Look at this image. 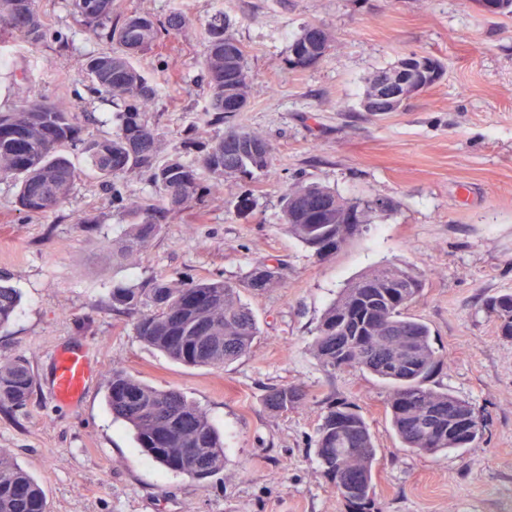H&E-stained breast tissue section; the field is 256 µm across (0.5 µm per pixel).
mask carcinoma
I'll list each match as a JSON object with an SVG mask.
<instances>
[{"instance_id":"carcinoma-1","label":"carcinoma","mask_w":512,"mask_h":512,"mask_svg":"<svg viewBox=\"0 0 512 512\" xmlns=\"http://www.w3.org/2000/svg\"><path fill=\"white\" fill-rule=\"evenodd\" d=\"M73 11L96 41L111 45L86 58L92 88L113 105L115 128L107 137L84 135L72 104L40 95L0 112V179L18 185L19 210L29 216L48 213L67 202L78 173L59 153L66 143L82 146L91 168L111 184L112 202L130 224L125 239L112 248V262L139 255L168 223L170 215L192 209L212 190L233 178L251 177L273 166V149L256 131H235L213 141L203 154L180 151L158 160L161 136L155 106L161 88L136 59L163 45L170 34L192 30L191 20L173 13L165 21L149 14L126 13L118 0H72ZM46 23L38 0H0V41L17 38L38 48ZM207 53L198 82L208 94L209 126L224 124L230 101L250 98L251 75L246 54L224 12L213 14L203 30ZM332 37L304 47L299 58H287L290 69L303 71L322 60ZM151 187L148 199H132L127 181ZM324 196L341 213L360 215L362 227L373 223L389 202L345 199L328 186L300 183L285 191L281 224L319 260L336 254L355 234L346 224H316L302 217L298 198ZM282 277L278 265L255 263L234 284L206 278L182 283L150 279L138 287L115 284L112 306L138 315L135 335L144 343L188 366L222 367L247 355L260 334L251 308L240 292H265ZM423 291L420 275L392 263L378 266L350 281L326 308L315 327L314 357L327 375L353 369L368 373L389 387L392 429L402 447L417 455H435L470 448L483 436L472 405L451 390L429 386L444 368L432 332L407 314ZM20 301L19 292L0 284V329L6 328ZM501 336L512 339V293L486 302ZM34 377L21 358L0 361V409L27 405ZM105 400L113 417L128 424L138 446L165 468L196 480L197 464L212 472L224 464V443L206 413L177 388L157 389L114 367L105 384ZM308 394L297 385L266 389L264 407L282 416L303 409ZM316 456L336 496L351 512H372L379 448L359 406L330 397L316 431ZM0 512H47L37 482L0 449Z\"/></svg>"}]
</instances>
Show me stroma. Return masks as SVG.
<instances>
[{"instance_id":"stroma-1","label":"stroma","mask_w":512,"mask_h":512,"mask_svg":"<svg viewBox=\"0 0 512 512\" xmlns=\"http://www.w3.org/2000/svg\"><path fill=\"white\" fill-rule=\"evenodd\" d=\"M165 19L204 21L213 0H121ZM47 39L39 48L0 44V111L32 95L71 100L87 131L111 133V103L90 89L87 53L100 50L70 0H39ZM252 81L248 107L225 124L203 123L206 98L194 81L205 46L197 33L168 38L140 57L148 74L178 72L156 106L161 155L188 129L211 143L231 128L264 133L268 173L225 181L195 213H173L137 261L116 265L112 245L129 230L112 193L80 147L62 148L79 172L68 203L43 216L17 208V188L0 180V278L21 294L0 331V358L25 359L34 386L27 405L0 412V448L44 490L48 512H349L315 455L327 397L356 403L379 450L377 512H502L512 494V340L484 313L512 293V14L473 0H224ZM306 23L328 29L326 56L288 68V47ZM442 66L436 84L396 112H367L370 78L412 54ZM318 182L345 198L389 201L335 256H311L280 222L281 197ZM283 263V281L242 292L261 334L251 352L221 368L190 367L136 337L135 315L114 309V284L137 286L221 278L239 282L257 261ZM390 262L422 276L410 311L426 322L445 368L433 380L469 401L485 425L477 446L419 457L402 448L388 388L355 370L325 375L310 351L326 307L353 278ZM83 350L82 393L60 398L55 363ZM157 388L185 392L224 440V467L197 481L153 462L104 400L112 367ZM301 386L307 407L271 415L268 386Z\"/></svg>"}]
</instances>
